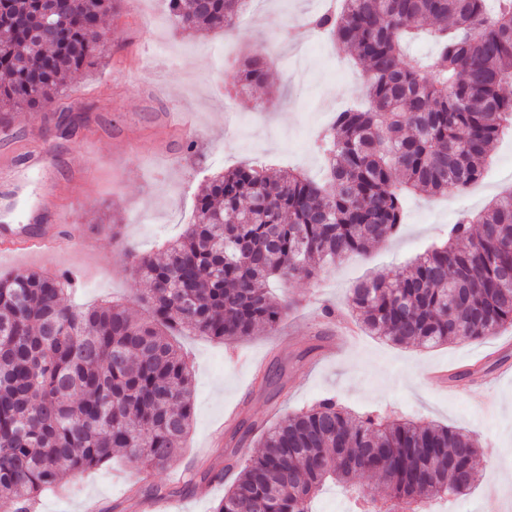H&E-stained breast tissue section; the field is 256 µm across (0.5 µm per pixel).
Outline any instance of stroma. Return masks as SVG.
<instances>
[{
	"label": "stroma",
	"instance_id": "obj_1",
	"mask_svg": "<svg viewBox=\"0 0 512 512\" xmlns=\"http://www.w3.org/2000/svg\"><path fill=\"white\" fill-rule=\"evenodd\" d=\"M316 0H258L232 32L178 33L166 0H119L104 17L106 52L72 77L52 107L0 126V163L46 148L48 169L20 165L21 192L0 196V225L24 224L46 214V194L57 189L56 208L84 229L115 225L101 234L95 252L66 250L29 260L0 259V275L58 267L78 283L77 304L103 299L142 314L145 282L134 278L117 244L131 242L155 253L193 220L197 195L215 173L264 161L321 179L325 165L313 148L338 104L359 102L363 67L350 50L312 40L300 21ZM260 56L267 88L224 98L244 59ZM84 114L77 133L59 134L63 115ZM512 189V137L497 142L480 187L458 199L408 198L404 220L387 241L362 257L322 266L316 277L288 281L278 296L291 309L275 332L257 330L223 343L182 335L176 342L192 371L193 420L182 454L162 468L135 471L120 461L80 476L63 475L43 492L32 512H140L160 489L171 512H214L228 480L187 483L201 463L220 467L228 449L238 459L256 455L259 427L311 408L326 397L354 414L465 429L480 441L478 480L448 504V512H512V490L489 500L494 486L512 475V327L484 341L458 339L436 348L395 344L341 324L355 321L346 297L360 280L403 270L466 212ZM244 355L261 372L236 363ZM488 397L489 407L476 405ZM237 409L235 420L225 413Z\"/></svg>",
	"mask_w": 512,
	"mask_h": 512
}]
</instances>
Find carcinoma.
<instances>
[{"mask_svg": "<svg viewBox=\"0 0 512 512\" xmlns=\"http://www.w3.org/2000/svg\"><path fill=\"white\" fill-rule=\"evenodd\" d=\"M307 27L367 66L368 108L344 109L316 142L328 178L238 166L197 196L194 223L159 255L122 242L149 288V316L120 304L64 302L70 277L0 276V508L27 512L63 471L81 475L119 455L164 467L193 416L192 373L170 341L187 329L220 341L275 328L290 308L269 283L315 275L313 259L365 255L402 224L410 194L463 192L492 146L512 135V0H340ZM176 28L227 32L248 0H167ZM116 0H0V124L50 106L104 52L100 21ZM54 11L62 27L43 36ZM430 55L409 56L421 33ZM259 59L234 77L262 82ZM349 305L369 334L435 347L512 327V192L462 216L448 240L406 273L355 286ZM261 451L234 475L214 512H313L327 481L354 512H427L476 482L480 444L450 426L353 417L333 398L263 430ZM377 477L382 494L357 481Z\"/></svg>", "mask_w": 512, "mask_h": 512, "instance_id": "cac0c4a2", "label": "carcinoma"}]
</instances>
